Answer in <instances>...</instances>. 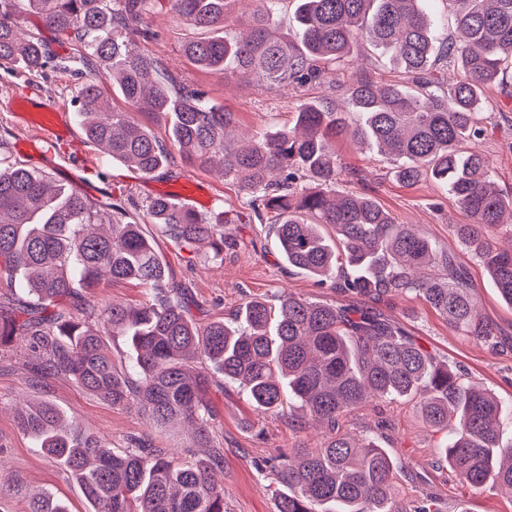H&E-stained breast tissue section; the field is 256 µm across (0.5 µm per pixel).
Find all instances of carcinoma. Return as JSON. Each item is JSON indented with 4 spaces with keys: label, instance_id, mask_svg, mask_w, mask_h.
Instances as JSON below:
<instances>
[{
    "label": "carcinoma",
    "instance_id": "1",
    "mask_svg": "<svg viewBox=\"0 0 512 512\" xmlns=\"http://www.w3.org/2000/svg\"><path fill=\"white\" fill-rule=\"evenodd\" d=\"M0 0V60L29 71L62 64L42 39L22 35L24 15L78 47L83 78L76 119L85 136L114 161L144 174L172 159L218 167L273 224L274 243L288 269L354 298L348 304L311 301L283 292L272 305L252 298L232 317L201 325L195 300L177 281L139 216L94 203L74 188L19 166L0 142V274L16 289L0 301V347L16 340L42 355L47 373L72 379L114 406L138 402L160 428L186 424L205 441L212 410L206 399L219 374L238 385L254 409L277 416L293 401L302 417L328 434L318 448H298L269 460L288 493L277 512H399L395 463L375 440L336 429L339 418L375 399L415 401L426 423L448 433L445 457L457 481L473 490L512 495V444L502 443L503 403L464 382L462 370L430 353L382 305L413 294L448 326L477 342H496L480 314L467 270L452 253L399 224L368 194L338 192L343 166L334 142L344 136L393 162L399 183L431 179L472 218L452 235L512 306V247L493 233L512 222V195L498 189L487 156L467 144L481 138L475 116L485 87L512 69V0H448L456 5V36L441 59L457 65L450 82L431 73L434 20L426 0H296L295 40L277 34L279 0H256L247 27L226 32L233 0H167L179 19L210 36L185 43L197 67L251 79L269 89L300 87L335 75L367 43L388 55L407 84L360 79L348 100L360 116L349 126L335 108L300 101L294 127L233 141L236 116L196 88L164 72L134 47L150 32L143 16L155 0ZM128 108L168 124L159 140L127 112H117L102 80ZM148 223L173 243L207 247L224 259L234 242L224 221L187 211L169 197L153 199ZM440 267L443 273L431 272ZM133 281L152 300L98 308L80 288ZM125 338L136 353L117 367L100 330ZM35 447L77 480L90 512H224V455L166 456L141 438L116 450L83 432L51 404L37 401L17 414ZM29 512H69L54 495L32 498Z\"/></svg>",
    "mask_w": 512,
    "mask_h": 512
}]
</instances>
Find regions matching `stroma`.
<instances>
[{
    "mask_svg": "<svg viewBox=\"0 0 512 512\" xmlns=\"http://www.w3.org/2000/svg\"><path fill=\"white\" fill-rule=\"evenodd\" d=\"M148 39L139 40L142 53L156 58L176 80L204 91L209 100L234 112L241 133L260 134L284 125H294L298 98H315L344 106L343 87L360 77L382 82L401 81L402 75L386 58L366 52L346 62L335 81H321L301 89L269 90L256 82L225 78L223 72L206 71L193 65L182 46L198 31L180 21L167 5H155L144 19ZM24 29L41 36L54 52L68 57L66 67L34 74L16 64H0V104L9 95L37 91L51 94L60 103L76 109L77 68L74 49L64 37L46 28L38 15L27 14ZM480 125L484 133L477 146L490 160L494 179L505 194H512V75L491 84L485 91ZM9 131L12 160L48 172L53 180L69 183L79 177L90 186V199L98 203L121 201L137 215L163 185L198 178L205 179L215 198V210L225 212L227 236L237 246L223 261L213 262L197 252L158 237V251L174 276L185 283L198 309L192 315L205 324L230 317L233 310L250 298L275 299L286 290L321 302H335L329 286L317 285L304 274L285 275L274 247L272 231L261 220L243 193L215 173L189 164L174 155L170 164L145 175L120 163L106 161L99 149L83 134L55 142L46 155L20 152L21 132L12 116L0 107V132ZM336 152L347 169L337 185L341 191L363 192L374 197L396 222L415 225L425 237L451 251L465 266L474 283L479 309L494 327L512 338V307L503 303L482 265L453 237V224L470 223V216L430 181L413 186L399 184L390 174V162L377 151L355 146L350 140H336ZM388 315L402 321L412 336L449 363L459 365L470 385L494 392L504 403L500 420L504 441H512V348L474 341L448 327L435 311L409 295L386 305ZM38 360L23 344L0 352V512H25L27 502L44 491L63 499L70 512H88L89 505L77 482L34 448L18 428L16 410L25 402L46 400L65 416L76 418L85 432L123 446L128 437L138 436L166 454L201 456L220 450L224 455V508L226 512H277L281 485L270 471L271 457L294 448L319 447L325 434L321 427H301L298 413L286 409L277 417L257 413L245 393L236 386L215 380L207 399L213 412L209 442H200L179 425L153 427L137 407H115L83 390L67 377L45 379L37 376ZM341 430L355 437H373L396 462L395 484L404 512H416L429 504L431 512H454L464 505L467 512H512V497L488 490L462 487L448 468L441 448L443 433L430 428L412 403L373 400L343 416Z\"/></svg>",
    "mask_w": 512,
    "mask_h": 512,
    "instance_id": "stroma-1",
    "label": "stroma"
}]
</instances>
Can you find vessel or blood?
Segmentation results:
<instances>
[{"label": "vessel or blood", "instance_id": "vessel-or-blood-1", "mask_svg": "<svg viewBox=\"0 0 512 512\" xmlns=\"http://www.w3.org/2000/svg\"><path fill=\"white\" fill-rule=\"evenodd\" d=\"M4 107L11 112L18 127L30 130L29 138L21 140V147L28 152L38 153L41 143H49L71 135L74 131L72 114L65 106L56 104L48 96L38 94L32 97H8ZM178 196L190 211L207 209L213 197L206 182L190 183L179 191Z\"/></svg>", "mask_w": 512, "mask_h": 512}]
</instances>
